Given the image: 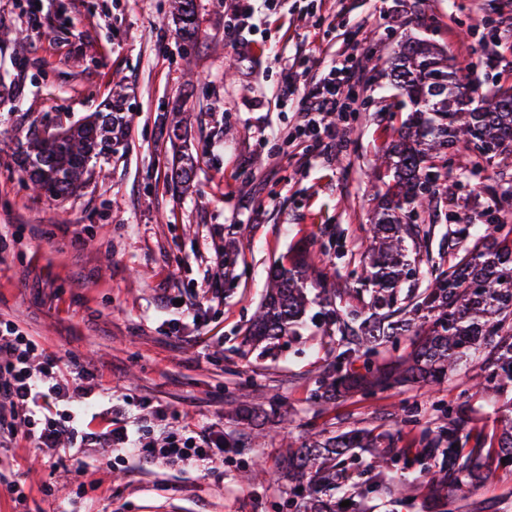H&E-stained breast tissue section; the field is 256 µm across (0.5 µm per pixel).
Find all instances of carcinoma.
Returning a JSON list of instances; mask_svg holds the SVG:
<instances>
[{
  "mask_svg": "<svg viewBox=\"0 0 512 512\" xmlns=\"http://www.w3.org/2000/svg\"><path fill=\"white\" fill-rule=\"evenodd\" d=\"M172 13L183 39L196 34L194 0H171ZM393 80L408 96L413 110L397 130L398 139L381 156L392 182L382 194V207L372 224L363 253L362 271L350 288L327 287L329 275L308 263L307 256L288 268L275 267L265 303L255 314L247 335L253 341L292 335L305 317L310 299L308 280L320 287L323 310L319 323L326 335H336L339 352L336 370L318 379L323 401L338 395L371 394L406 383H439L462 361L474 366L469 376L471 396L504 393L512 385V192L495 202L500 217L483 225V234L471 246L448 249V263L409 258L407 241L419 245L430 231L406 221L421 218L436 195L447 188L436 182L425 189L429 174L440 176L448 156L459 149L470 153L472 169L479 171L490 156L480 145L493 143L512 152V99L498 91L475 99L472 111L466 99L475 88L463 82L448 60L429 42L408 38L391 66ZM120 104L97 111L61 136L48 140L35 125L25 133L22 166L33 190L55 198L75 194L93 176L92 159L112 151V133L122 124ZM191 158L171 169V181L190 185ZM426 262L431 284L421 292L400 297V285ZM348 295L358 300L351 307L337 306L333 298ZM414 333L417 342L405 357L373 365L361 358L396 336ZM500 433L497 461L512 463V398L499 407ZM441 425L423 436L418 457L441 456L438 469L424 486L433 502L448 505V487L478 482L489 455L483 448L465 449L470 438L464 413L441 409ZM369 449L365 471L382 473L395 466L398 453L384 439L369 432H344L325 437L312 434L298 442L288 440L283 452L288 477V506L295 512H336L333 491L344 482L345 463L354 450Z\"/></svg>",
  "mask_w": 512,
  "mask_h": 512,
  "instance_id": "carcinoma-1",
  "label": "carcinoma"
}]
</instances>
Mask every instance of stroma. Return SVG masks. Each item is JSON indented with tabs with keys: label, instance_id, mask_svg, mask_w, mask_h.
Returning <instances> with one entry per match:
<instances>
[{
	"label": "stroma",
	"instance_id": "stroma-1",
	"mask_svg": "<svg viewBox=\"0 0 512 512\" xmlns=\"http://www.w3.org/2000/svg\"><path fill=\"white\" fill-rule=\"evenodd\" d=\"M500 0H270L246 29L228 31L230 0H195L198 32L184 40L170 0H0V319L47 351L102 374L99 408L128 396L159 405L175 428L217 423L239 435L209 472L149 465L113 453L111 466L79 448L43 458L25 443L0 448V512H291L280 477L283 437L364 428L386 436L400 461L356 498L358 512H429L424 491L398 502L386 486L420 482L424 432L444 407H462L473 434L499 427L494 399L467 392L464 374L329 402L315 381L334 367L332 337L304 321L296 335L251 343L246 331L274 263L316 253L344 287L359 269L385 191L378 152L412 110L392 81L402 41L422 38L466 69L480 93L512 86V43L481 59ZM361 38L358 109L343 113L342 146L324 156L312 138L289 143L296 100L281 70L307 59L321 70ZM121 95L123 126L105 177L58 200L33 192L19 167L30 124L70 125ZM194 162L189 191L170 180L172 122ZM470 156L448 163L425 223L433 257L448 254L459 215L484 220L512 190V153L486 166L474 190ZM220 280H213L216 269ZM214 297L190 319L175 300ZM267 409L253 442L227 401ZM277 413H270V406ZM19 486L23 499L11 494ZM450 512H512V466L492 465L473 488L448 492Z\"/></svg>",
	"mask_w": 512,
	"mask_h": 512
}]
</instances>
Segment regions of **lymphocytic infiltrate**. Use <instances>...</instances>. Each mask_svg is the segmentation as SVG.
<instances>
[{"mask_svg":"<svg viewBox=\"0 0 512 512\" xmlns=\"http://www.w3.org/2000/svg\"><path fill=\"white\" fill-rule=\"evenodd\" d=\"M361 80L360 67L351 54L339 56L322 71L313 73L295 62L285 68L281 93L302 89L296 121L287 140L313 135L326 153L335 151L339 139L330 116L346 111ZM60 358L44 348L10 321L0 322V447L24 441L42 451L72 448H113L140 459L166 466L189 465L209 471L224 456V431L216 426L180 431L160 430L157 438L146 439L129 432L126 419L131 403L110 405L99 417L107 427L102 431L78 428V416L86 415L87 401L100 387L97 369L77 366L72 379L62 377ZM72 405L76 416L59 415L54 407Z\"/></svg>","mask_w":512,"mask_h":512,"instance_id":"lymphocytic-infiltrate-1","label":"lymphocytic infiltrate"}]
</instances>
